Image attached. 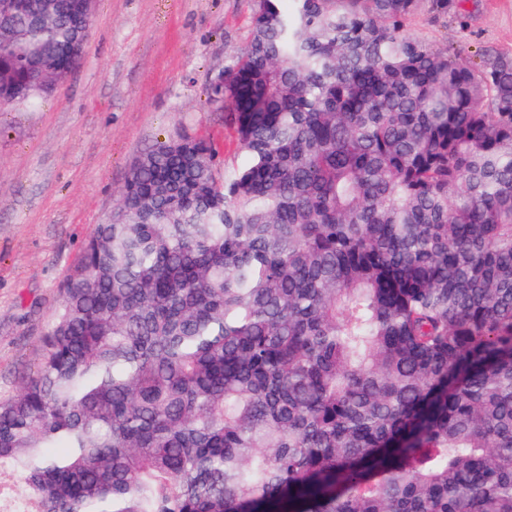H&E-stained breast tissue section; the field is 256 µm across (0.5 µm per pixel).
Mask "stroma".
<instances>
[{
    "label": "stroma",
    "instance_id": "1",
    "mask_svg": "<svg viewBox=\"0 0 512 512\" xmlns=\"http://www.w3.org/2000/svg\"><path fill=\"white\" fill-rule=\"evenodd\" d=\"M421 8L416 37L472 56L512 51V0ZM247 0H98L84 56L33 104L0 108V399L34 368L59 284L107 222L140 153L179 136L211 138L221 167L243 155L206 89L249 38Z\"/></svg>",
    "mask_w": 512,
    "mask_h": 512
}]
</instances>
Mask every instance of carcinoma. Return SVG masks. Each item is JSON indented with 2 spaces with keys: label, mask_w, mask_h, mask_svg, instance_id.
I'll return each instance as SVG.
<instances>
[{
  "label": "carcinoma",
  "mask_w": 512,
  "mask_h": 512,
  "mask_svg": "<svg viewBox=\"0 0 512 512\" xmlns=\"http://www.w3.org/2000/svg\"><path fill=\"white\" fill-rule=\"evenodd\" d=\"M4 2L0 108L94 24ZM249 2L207 90L245 160L130 165L0 400V512H512V52L414 37L421 0Z\"/></svg>",
  "instance_id": "cac0c4a2"
}]
</instances>
